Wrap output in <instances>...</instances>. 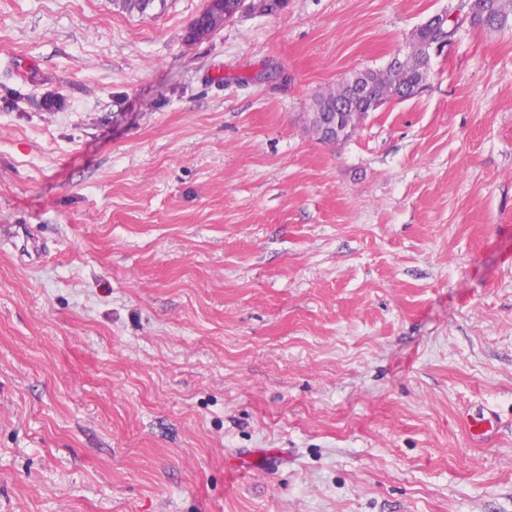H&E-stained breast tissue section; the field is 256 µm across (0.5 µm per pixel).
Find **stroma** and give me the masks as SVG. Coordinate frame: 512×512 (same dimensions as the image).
Segmentation results:
<instances>
[{
    "label": "stroma",
    "instance_id": "1",
    "mask_svg": "<svg viewBox=\"0 0 512 512\" xmlns=\"http://www.w3.org/2000/svg\"><path fill=\"white\" fill-rule=\"evenodd\" d=\"M462 4L0 0V512H512V28L310 128ZM112 5L129 15L160 14L167 7V0H111ZM241 1L245 10L251 14H271L278 8L276 0H223L222 8L208 11L196 20L192 28L193 37H200L222 27L224 22L236 13ZM197 27L200 30L199 34L194 32ZM439 33L430 27L418 30L412 50L408 51L404 58H400V56L392 58L386 68L382 70L369 69L354 72L337 83L336 88L321 94L315 100L314 115L321 114L323 120L333 125H336L338 120L339 130L336 131V143L352 136L357 124L365 114L374 111L371 110L372 103H378L380 106L387 100L407 98L418 65L424 56L425 45L434 40ZM451 41L452 38H446L428 45L427 57L415 77L414 89L416 91L424 88L432 69V59L442 55ZM355 77H358V82L368 89L367 97L355 99L352 95L351 84ZM473 440L481 443L488 441L494 434V416L485 417L484 413L467 414L462 418Z\"/></svg>",
    "mask_w": 512,
    "mask_h": 512
}]
</instances>
